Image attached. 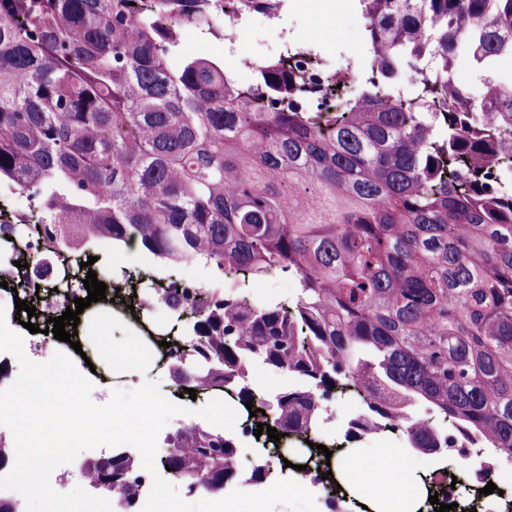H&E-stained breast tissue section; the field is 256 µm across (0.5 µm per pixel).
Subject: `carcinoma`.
I'll list each match as a JSON object with an SVG mask.
<instances>
[{"mask_svg":"<svg viewBox=\"0 0 512 512\" xmlns=\"http://www.w3.org/2000/svg\"><path fill=\"white\" fill-rule=\"evenodd\" d=\"M358 2L365 82L312 109L276 60L258 94L182 55L185 30L224 37L212 0H0V190L28 193L27 239L64 263L110 240L223 283L154 289L182 323L148 337L172 343L178 387L252 402L285 441L346 392L366 409L354 433L485 448L488 479L512 460V90L460 96L448 72L461 48L482 68L512 57V0ZM271 278L295 297L255 303L248 289ZM250 363L299 383L266 395ZM168 442L162 466L192 493L240 475L221 427ZM137 470L124 452L83 466L120 512Z\"/></svg>","mask_w":512,"mask_h":512,"instance_id":"cac0c4a2","label":"carcinoma"}]
</instances>
